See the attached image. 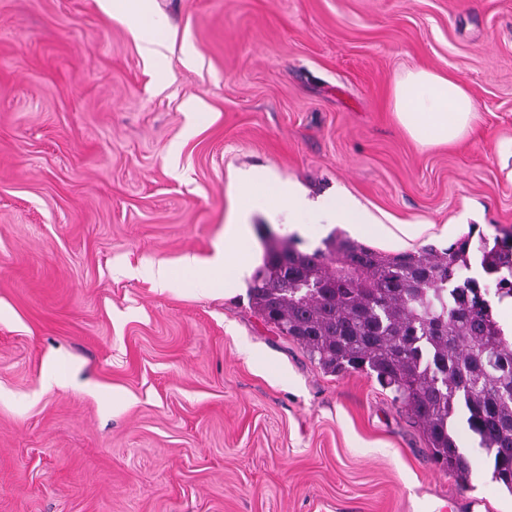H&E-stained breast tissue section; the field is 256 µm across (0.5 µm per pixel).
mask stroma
Instances as JSON below:
<instances>
[{
	"mask_svg": "<svg viewBox=\"0 0 512 512\" xmlns=\"http://www.w3.org/2000/svg\"><path fill=\"white\" fill-rule=\"evenodd\" d=\"M150 2L0 0V512H512L464 414L462 486L390 390L324 373L185 264L223 252L247 168L417 225L387 253L512 235V0ZM414 67L467 84L460 142L396 123ZM262 224L323 244L257 212L258 254Z\"/></svg>",
	"mask_w": 512,
	"mask_h": 512,
	"instance_id": "35a3bbf8",
	"label": "stroma"
}]
</instances>
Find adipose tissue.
Returning <instances> with one entry per match:
<instances>
[{"instance_id":"1","label":"adipose tissue","mask_w":512,"mask_h":512,"mask_svg":"<svg viewBox=\"0 0 512 512\" xmlns=\"http://www.w3.org/2000/svg\"><path fill=\"white\" fill-rule=\"evenodd\" d=\"M390 106L398 124L417 143L435 147L462 139L477 118V107L466 84L457 76L426 68L407 70L397 78L390 92ZM240 198L238 216L255 210L286 207L288 221L305 226L316 235L325 224L345 225L348 235L358 241L385 240L390 228L379 224L356 200L337 194L331 199L314 200L297 182L282 181L263 171L247 170L234 178ZM231 244L206 266L199 268V285L210 291L213 284L224 286L225 294L239 287L246 265L240 257L249 244L241 230L231 232Z\"/></svg>"}]
</instances>
